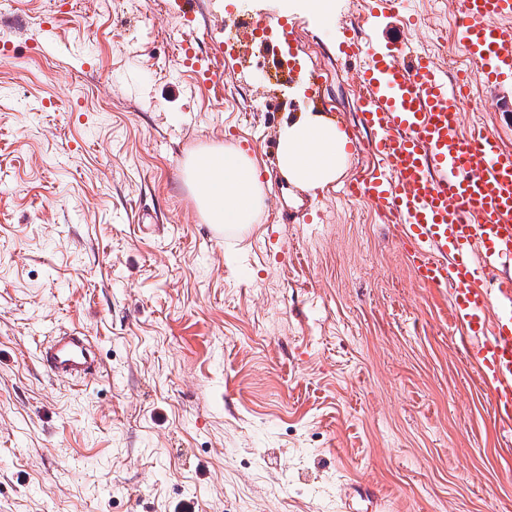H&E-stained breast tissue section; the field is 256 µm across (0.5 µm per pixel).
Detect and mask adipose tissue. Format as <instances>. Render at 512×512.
Returning <instances> with one entry per match:
<instances>
[{"label": "adipose tissue", "mask_w": 512, "mask_h": 512, "mask_svg": "<svg viewBox=\"0 0 512 512\" xmlns=\"http://www.w3.org/2000/svg\"><path fill=\"white\" fill-rule=\"evenodd\" d=\"M349 134L321 114L286 115L278 132L281 173L313 192L335 183L345 173ZM186 168L193 198L207 223L234 231L256 223L264 207V191L255 161L234 148L192 155Z\"/></svg>", "instance_id": "1"}]
</instances>
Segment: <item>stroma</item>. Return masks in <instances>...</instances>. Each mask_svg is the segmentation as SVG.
I'll return each instance as SVG.
<instances>
[{
  "label": "stroma",
  "instance_id": "35a3bbf8",
  "mask_svg": "<svg viewBox=\"0 0 512 512\" xmlns=\"http://www.w3.org/2000/svg\"><path fill=\"white\" fill-rule=\"evenodd\" d=\"M372 6L0 0V512H512V430L447 294L367 202L278 169L289 112L369 139L351 24L455 74L458 0H406L410 27ZM244 20L264 35L225 45ZM468 70L463 127L512 150V85ZM224 144L265 189L231 235L185 168ZM64 330L100 377L47 374Z\"/></svg>",
  "mask_w": 512,
  "mask_h": 512
}]
</instances>
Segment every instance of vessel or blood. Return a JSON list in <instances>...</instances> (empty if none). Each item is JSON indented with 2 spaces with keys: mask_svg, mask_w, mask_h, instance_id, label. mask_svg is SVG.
I'll list each match as a JSON object with an SVG mask.
<instances>
[{
  "mask_svg": "<svg viewBox=\"0 0 512 512\" xmlns=\"http://www.w3.org/2000/svg\"><path fill=\"white\" fill-rule=\"evenodd\" d=\"M463 53L488 83H512V0H460ZM361 75L358 111L375 165L346 184L398 225L415 278L448 295L464 349L488 386L496 418L512 428V287L492 286L512 264V152L461 129L463 81L395 41ZM52 375L100 371L90 341L53 337L41 354Z\"/></svg>",
  "mask_w": 512,
  "mask_h": 512,
  "instance_id": "1",
  "label": "vessel or blood"
}]
</instances>
